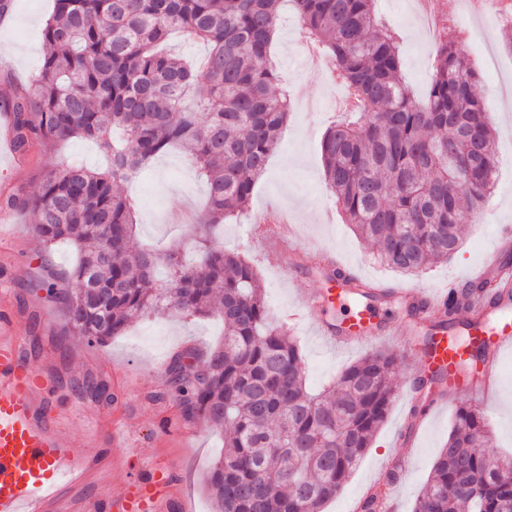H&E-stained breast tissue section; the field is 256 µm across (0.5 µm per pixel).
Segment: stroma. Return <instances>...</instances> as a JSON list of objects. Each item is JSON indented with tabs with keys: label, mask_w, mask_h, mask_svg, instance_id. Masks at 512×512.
Instances as JSON below:
<instances>
[{
	"label": "stroma",
	"mask_w": 512,
	"mask_h": 512,
	"mask_svg": "<svg viewBox=\"0 0 512 512\" xmlns=\"http://www.w3.org/2000/svg\"><path fill=\"white\" fill-rule=\"evenodd\" d=\"M52 6L53 0H14L12 13L0 20V101L18 89L30 87L37 79L44 51L41 28ZM375 8L398 32L404 78L415 97L424 99L435 65V49L424 42L413 0H375ZM456 23L488 33L484 41L465 51L480 74L479 94L485 99L512 98V54L502 47L501 29L490 18L473 17L465 9L460 10ZM301 33L290 0H285L270 59L285 85L300 83L303 95L321 103L322 109L293 111L249 207L236 223L225 225L222 240L225 248L240 252L257 268L267 305L278 325L298 338L307 384L318 392L331 385L347 365L367 354L368 349L336 348L313 330L299 328L286 319V312L300 301L294 279H301L308 290L320 288L322 278L311 264L319 247L357 266L368 278L403 287L435 289L447 283L450 275L467 278L481 270L502 248L498 225H512V111L489 115L497 156L491 207L465 220L460 249L452 258L418 274H401L380 260L371 243L354 233L342 212L335 211L333 222L323 219L326 210L333 209L334 200L323 176L321 140L326 127L339 117L336 101L341 92L330 84L322 57L299 46ZM71 163L94 169L103 167L106 160L95 143L84 139L53 144L34 142L17 162L0 164V199L9 194H35L47 168ZM126 191L136 203L135 247L154 245L193 252L194 225L175 224L167 217L171 200H180L198 213L206 199L199 173L185 163L181 153L169 152L155 158L127 185ZM267 206L287 210L297 228V242L304 250L305 261L295 270L270 265L266 255L271 239L251 234L254 214ZM35 222L28 211L12 212L8 233L0 240V299L12 302L19 332L38 339L39 347L30 358L56 374L58 381L51 398L64 411V424L74 440H82L92 422L105 419L127 436L126 443L113 446L107 477L104 482L89 486L88 496L112 493L128 477L148 471L156 460L162 459L183 469L185 512H212L203 476L223 450L222 435L203 422H186L180 407L164 396L163 390L170 356L190 345L205 350L220 342L224 331L221 320L154 313L133 323L126 335L96 347L63 336L55 305L45 291L35 286L43 274L40 245L32 233ZM378 320L385 329L407 335L415 345L395 375L397 387H405L421 364L416 348L422 337L397 309H380ZM498 368L497 406L486 413L492 432L486 450L501 456L512 454V352L501 356ZM84 377L107 381L113 398L81 414L74 409L78 394L72 383ZM466 401L461 393L447 396L446 409L414 431L409 430L399 406H392L359 466L323 512H356L365 488L379 482L391 464L400 468L399 483L394 489L397 512H411L438 451L448 438L455 410Z\"/></svg>",
	"instance_id": "obj_1"
}]
</instances>
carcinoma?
<instances>
[{"instance_id": "carcinoma-1", "label": "carcinoma", "mask_w": 512, "mask_h": 512, "mask_svg": "<svg viewBox=\"0 0 512 512\" xmlns=\"http://www.w3.org/2000/svg\"><path fill=\"white\" fill-rule=\"evenodd\" d=\"M283 0H54L42 29L41 74L15 98L14 142L81 138L107 153L102 170L51 167L30 197L3 207L30 208L42 256L59 242L77 249L63 291L43 288L58 306L64 332L102 346L154 312L217 316L224 341L171 356L164 395L189 421L224 431V455L207 484L214 512H322L356 470L395 400L401 357L377 350L340 372L328 389L306 386L300 345L270 323L253 265L206 237L196 260L131 249L134 203L120 186L152 160L178 150L204 178L201 224L212 230L242 212L290 117L291 102L270 61ZM302 30L333 63L336 79L358 107L325 132L323 175L346 223L377 245L381 259L408 274L452 257L461 224L486 204L497 166L479 76L454 41L436 47L426 100L402 76L400 37L374 11V0H292ZM185 32L208 45L201 70L160 45ZM206 93L196 107L199 76ZM167 280L155 276L159 264ZM361 303H399L415 321L419 304L375 287L351 294ZM512 301V276L493 273L457 288L435 313L434 330L450 332L456 316L482 324ZM419 401L448 394L440 372L421 381ZM94 400L110 398L94 378L75 383ZM490 439L484 411L464 403L413 512H460L465 489L478 491L474 512H512V459L483 451ZM392 479L371 487L362 512H379Z\"/></svg>"}]
</instances>
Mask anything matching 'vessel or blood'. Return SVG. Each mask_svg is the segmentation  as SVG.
Wrapping results in <instances>:
<instances>
[{"mask_svg": "<svg viewBox=\"0 0 512 512\" xmlns=\"http://www.w3.org/2000/svg\"><path fill=\"white\" fill-rule=\"evenodd\" d=\"M279 242L271 252L274 264L293 254L296 244L290 225H275ZM321 264L341 268L344 280L324 282L306 299L303 318L316 326L336 346L360 345L380 338L375 306L348 311L338 331H327L319 319L331 309L343 307L348 287L363 278L351 265L340 264L332 254L320 257ZM474 341L487 344L494 352L512 350V307L500 308L492 325L470 331ZM25 338L17 331V320L9 308L0 309V512H174L180 501L176 474L165 461L155 462L145 476L130 479L118 492L95 501L77 499V491L98 470L112 443L123 441L122 431L95 427L88 431L82 447H75L70 431L57 419L47 400L53 377L33 365L25 356ZM467 349L436 334V343L424 356L423 374L443 372L450 387L472 394L488 403L496 392V361L480 363L468 370Z\"/></svg>", "mask_w": 512, "mask_h": 512, "instance_id": "1", "label": "vessel or blood"}]
</instances>
